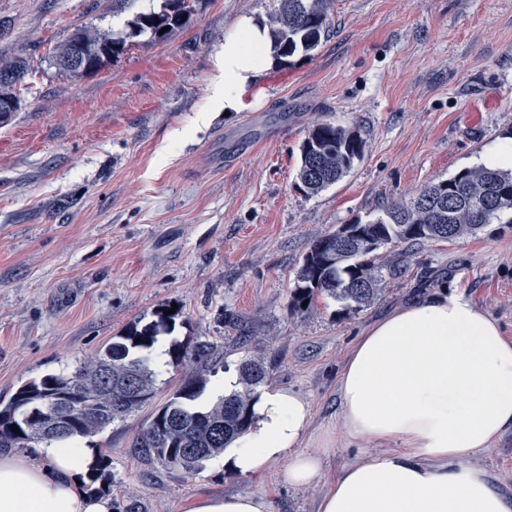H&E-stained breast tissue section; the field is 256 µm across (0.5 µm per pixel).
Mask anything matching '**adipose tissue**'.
<instances>
[{
  "mask_svg": "<svg viewBox=\"0 0 512 512\" xmlns=\"http://www.w3.org/2000/svg\"><path fill=\"white\" fill-rule=\"evenodd\" d=\"M270 65L269 33L239 17L215 62L211 107L245 106ZM345 435L373 453L325 472V456L301 450L308 402L286 389L257 393L255 421L225 449L231 472L324 489L315 512H512L472 461L512 432V338L500 323L447 287L394 309L355 340L338 378ZM91 452L54 442L33 454L0 455V512H115L111 496L86 490ZM180 512H271L266 498L208 494Z\"/></svg>",
  "mask_w": 512,
  "mask_h": 512,
  "instance_id": "obj_1",
  "label": "adipose tissue"
}]
</instances>
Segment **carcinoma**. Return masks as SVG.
Returning a JSON list of instances; mask_svg holds the SVG:
<instances>
[{
  "label": "carcinoma",
  "mask_w": 512,
  "mask_h": 512,
  "mask_svg": "<svg viewBox=\"0 0 512 512\" xmlns=\"http://www.w3.org/2000/svg\"><path fill=\"white\" fill-rule=\"evenodd\" d=\"M276 25L270 31L272 47L280 63L302 52L316 51L328 38L334 0H277ZM193 8L186 0H160L159 9L135 13L126 28L154 33L160 42L184 28ZM166 32H161L164 27ZM365 142L353 131L332 123H320L309 131L300 148L297 179L310 194H317L345 177L361 159ZM382 215L354 224L361 243L349 248L339 245L332 231L313 241L296 272L291 289V306L304 312L319 298L332 299L345 311L369 306L382 291L383 265L377 252L388 246L417 244L430 240L452 241L475 236L494 222L512 224V169L483 165L464 168L452 177L432 182L407 202L381 209ZM140 343H135V340ZM156 331L131 327L113 337L97 357L71 372L46 374L30 380L6 401L0 399V448H23L31 441H79L102 432L123 420L153 397L158 369L152 356ZM212 347L197 344L192 353L172 346L175 361L188 356L200 363L209 361ZM239 387L213 403L200 407L197 400L206 385V370L184 382L155 414L150 425L167 430L166 444L154 441L145 429L135 447L166 466L194 474L203 463L224 454L253 421V394L267 377L259 360L243 361L238 367ZM66 395L74 401L98 402L105 413L82 408L73 415L69 429L48 436L35 414L51 415L53 400ZM19 431L14 432L11 425Z\"/></svg>",
  "instance_id": "cac0c4a2"
}]
</instances>
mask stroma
I'll use <instances>...</instances> for the list:
<instances>
[{"label": "stroma", "mask_w": 512, "mask_h": 512, "mask_svg": "<svg viewBox=\"0 0 512 512\" xmlns=\"http://www.w3.org/2000/svg\"><path fill=\"white\" fill-rule=\"evenodd\" d=\"M187 28L141 37L104 70L73 76L56 58L76 27L103 37L124 28L112 0H0V67L26 62L0 124V398L27 381L95 358L131 325L174 309L160 333L153 398L86 439L119 512H179L201 494L251 493L272 512H314L322 488L227 471L165 467L134 446L157 409L199 369L173 363L171 345L210 343L225 371L264 357L267 387L311 409L303 448L327 449L328 472L370 453L344 439L336 376L360 332L440 286L464 295L512 337V224L477 236L387 246L384 291L343 312L318 300L294 313L290 291L312 242L379 215L426 185L478 166L512 141V0H335L334 31L313 52L273 64L246 95L248 109L209 112L216 53L238 18L271 26L274 0H195ZM208 121H201L202 112ZM358 133L362 158L317 194L297 179L310 129ZM253 152L218 166L234 142ZM476 464L512 496V433Z\"/></svg>", "instance_id": "35a3bbf8"}]
</instances>
